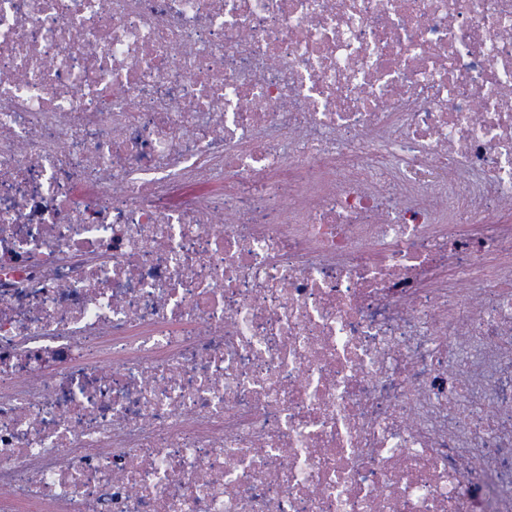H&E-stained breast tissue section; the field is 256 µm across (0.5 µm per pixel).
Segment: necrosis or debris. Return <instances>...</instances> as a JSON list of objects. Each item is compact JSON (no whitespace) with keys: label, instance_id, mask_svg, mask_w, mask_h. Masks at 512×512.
<instances>
[{"label":"necrosis or debris","instance_id":"1","mask_svg":"<svg viewBox=\"0 0 512 512\" xmlns=\"http://www.w3.org/2000/svg\"><path fill=\"white\" fill-rule=\"evenodd\" d=\"M0 512H512V0H0Z\"/></svg>","mask_w":512,"mask_h":512}]
</instances>
